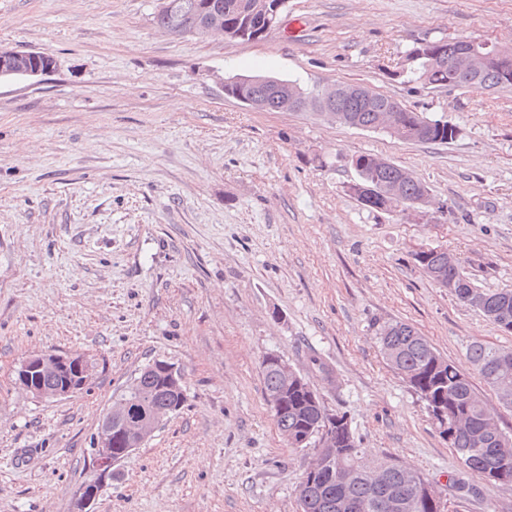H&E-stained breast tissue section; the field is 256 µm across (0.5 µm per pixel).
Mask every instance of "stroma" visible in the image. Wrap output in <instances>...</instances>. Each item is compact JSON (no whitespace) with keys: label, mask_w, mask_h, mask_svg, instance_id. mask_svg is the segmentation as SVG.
Segmentation results:
<instances>
[{"label":"stroma","mask_w":512,"mask_h":512,"mask_svg":"<svg viewBox=\"0 0 512 512\" xmlns=\"http://www.w3.org/2000/svg\"><path fill=\"white\" fill-rule=\"evenodd\" d=\"M159 2L0 0V44L54 60L37 79L0 81V512H72L105 413L158 360L180 370L186 401L116 466L94 512H299L314 451L276 427L268 354L346 415L370 455L443 493L453 475L477 486L459 512H512V487L464 472L376 335L413 325L512 429L466 357L475 343L512 348V331L413 260L442 247L477 288L512 289V93L393 74L420 42L512 48V0H287L255 41L168 36ZM256 74L361 84L458 135L422 144L225 95L226 79ZM365 153L426 185L425 216L348 192ZM43 351L84 356L90 385L26 393L16 370Z\"/></svg>","instance_id":"1"}]
</instances>
